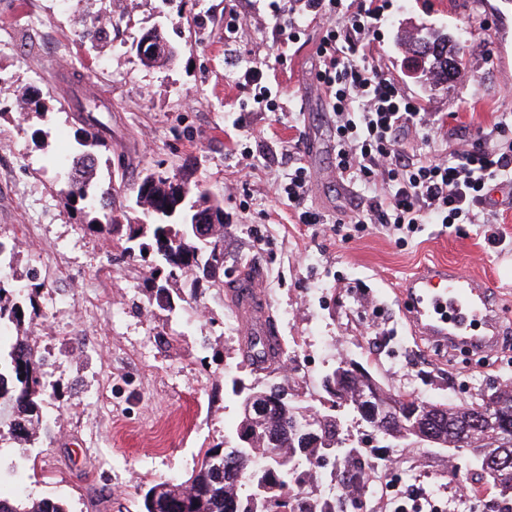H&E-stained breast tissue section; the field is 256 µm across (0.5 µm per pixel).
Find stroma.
<instances>
[{
	"label": "stroma",
	"instance_id": "1",
	"mask_svg": "<svg viewBox=\"0 0 512 512\" xmlns=\"http://www.w3.org/2000/svg\"><path fill=\"white\" fill-rule=\"evenodd\" d=\"M247 16L224 45V9ZM264 0H0V239L16 245V279L40 269V314L28 327L46 355L47 429L34 443L0 440V487L32 501L60 499L70 512H139L140 493L184 479L206 450L223 447L240 419L233 380L277 382L303 406L325 398L323 378L343 358L385 387L432 403L471 405L512 385V188L497 186L492 224H425L397 242L372 224L346 237L337 217L370 198L336 173L334 123L315 80L318 23L287 60L277 58ZM433 27L464 47L468 80L433 85L405 71L402 31ZM160 28L181 51L169 66L142 65L136 45ZM376 60L440 127L437 152L468 147L478 131L512 113V5L501 0H386ZM260 60L278 88L280 112L243 109L232 59ZM100 91L99 118L112 127V164L100 166L131 223L146 171L186 166L224 198V287L190 290L179 278L175 311L150 309L145 264L113 255L85 230L62 192L68 146L80 126L85 87ZM38 89L44 113L26 116L13 91ZM316 173L307 205L322 224H297L274 187L289 146ZM250 157H242V147ZM263 246H256L255 237ZM463 264L486 281L504 312L488 354L437 350L411 336L394 290L424 263ZM257 276L285 344L287 371H260L242 356L229 291ZM343 448L397 457L402 489L474 482V462L419 440L393 444L343 414Z\"/></svg>",
	"mask_w": 512,
	"mask_h": 512
}]
</instances>
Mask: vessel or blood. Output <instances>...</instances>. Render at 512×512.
<instances>
[{"label": "vessel or blood", "mask_w": 512, "mask_h": 512, "mask_svg": "<svg viewBox=\"0 0 512 512\" xmlns=\"http://www.w3.org/2000/svg\"><path fill=\"white\" fill-rule=\"evenodd\" d=\"M410 332L437 346L482 352L497 347L502 316L491 290L453 263L425 264L408 276L397 290ZM233 307L244 336L271 335L268 306L256 280L238 282Z\"/></svg>", "instance_id": "1"}]
</instances>
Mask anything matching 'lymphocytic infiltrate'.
<instances>
[{
	"mask_svg": "<svg viewBox=\"0 0 512 512\" xmlns=\"http://www.w3.org/2000/svg\"><path fill=\"white\" fill-rule=\"evenodd\" d=\"M270 10L274 40L283 48L300 42L306 21L322 24L315 78L336 119V171L377 191L351 217L356 230L382 224L413 233L423 224H475L488 211V181L512 185V141L493 134L444 159L401 145L402 130L430 142L437 129L374 60L384 0H270ZM312 181L309 165L296 161L276 189L302 224L323 221L306 205Z\"/></svg>",
	"mask_w": 512,
	"mask_h": 512,
	"instance_id": "f902f5d3",
	"label": "lymphocytic infiltrate"
}]
</instances>
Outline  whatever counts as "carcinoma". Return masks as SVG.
I'll return each instance as SVG.
<instances>
[{
    "instance_id": "1",
    "label": "carcinoma",
    "mask_w": 512,
    "mask_h": 512,
    "mask_svg": "<svg viewBox=\"0 0 512 512\" xmlns=\"http://www.w3.org/2000/svg\"><path fill=\"white\" fill-rule=\"evenodd\" d=\"M432 53L429 74L436 82L443 71L435 66L437 49L447 47L442 32L424 35ZM75 131L76 147L71 156L66 197L79 206L86 227L103 235L114 251L138 256L147 263L149 305L171 311L174 300L169 283L194 275L193 288L202 283L224 286V200L207 184L177 173H145L136 189L135 205L151 224H124L118 219L124 205L117 203L112 184L99 181V148L105 146L107 127L92 113ZM149 241H143L147 230ZM27 284L20 289L8 278H0V328H15L17 336L0 346V426L16 438L31 441L45 425L43 407L46 385L44 360L37 356L26 336V324L37 315L35 302L40 275L26 272ZM253 356L271 361L281 357L280 341L267 345L266 337L250 341ZM327 390L329 399L316 408L315 433L304 431L298 420L303 411L277 383L260 390L262 411L241 413L231 437L233 444L222 451H206L200 466L180 481L157 482L143 495L141 512H332L296 489V476L304 465L324 468L325 449L341 445V419L336 408L353 413L368 407L398 409L392 424L399 432L420 439L439 434L448 447L460 439L453 432L456 422L468 417L477 422L468 446L471 451L490 448L501 464L486 481L495 490L488 512H512V386L501 389L500 406L489 423L480 422L482 412L474 406L427 407V402L406 398L386 390L369 372L358 375L343 370ZM367 394L369 399L361 396ZM0 512H69L61 500L43 499L27 503L0 493Z\"/></svg>"
}]
</instances>
